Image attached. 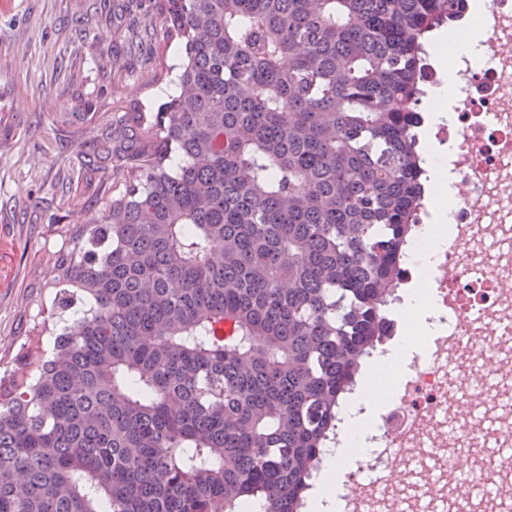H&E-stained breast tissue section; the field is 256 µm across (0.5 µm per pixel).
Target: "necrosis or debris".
<instances>
[{"label": "necrosis or debris", "mask_w": 512, "mask_h": 512, "mask_svg": "<svg viewBox=\"0 0 512 512\" xmlns=\"http://www.w3.org/2000/svg\"><path fill=\"white\" fill-rule=\"evenodd\" d=\"M481 58H450L451 122L436 141L467 161L453 182V230L442 250H410L407 277L427 272L435 336L401 362L332 512H492L512 495V0H485ZM501 448L460 472L458 448Z\"/></svg>", "instance_id": "4bbe7bcc"}]
</instances>
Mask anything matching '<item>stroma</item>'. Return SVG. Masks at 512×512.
Wrapping results in <instances>:
<instances>
[{
    "label": "stroma",
    "instance_id": "1",
    "mask_svg": "<svg viewBox=\"0 0 512 512\" xmlns=\"http://www.w3.org/2000/svg\"><path fill=\"white\" fill-rule=\"evenodd\" d=\"M84 14L83 35L67 21ZM160 29L156 0H0V366L48 339V268L66 230L92 223L112 172L84 164L114 115L174 93L183 44L141 50L130 28Z\"/></svg>",
    "mask_w": 512,
    "mask_h": 512
}]
</instances>
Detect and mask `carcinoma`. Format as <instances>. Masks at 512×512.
Masks as SVG:
<instances>
[{"label":"carcinoma","mask_w":512,"mask_h":512,"mask_svg":"<svg viewBox=\"0 0 512 512\" xmlns=\"http://www.w3.org/2000/svg\"><path fill=\"white\" fill-rule=\"evenodd\" d=\"M466 2L159 0L188 62L97 141L117 186L54 252L60 333L0 375V512H302L393 336L426 34Z\"/></svg>","instance_id":"cac0c4a2"}]
</instances>
